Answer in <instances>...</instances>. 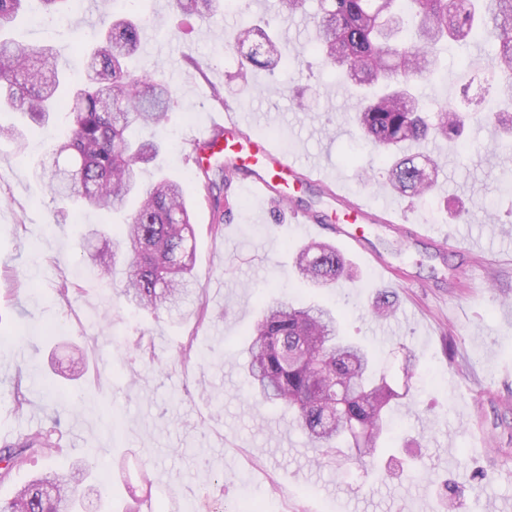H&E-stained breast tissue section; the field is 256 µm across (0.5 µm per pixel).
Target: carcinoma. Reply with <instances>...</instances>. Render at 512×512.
<instances>
[{
    "mask_svg": "<svg viewBox=\"0 0 512 512\" xmlns=\"http://www.w3.org/2000/svg\"><path fill=\"white\" fill-rule=\"evenodd\" d=\"M28 0H0V107L24 113L37 126L51 115H70L66 137L43 165L52 193L78 209L105 213L137 205L120 225L117 244L129 255L128 273L117 300L140 312H182L196 295L192 271L195 231L189 211L191 193L208 201L210 232L219 233L233 205L224 195L236 175L221 161L200 169L196 187L169 177L141 181L142 165L152 162L160 144L134 139V128L162 125L177 104L171 87L154 71L138 73L127 60L140 48L144 30L130 16L102 18L97 42L83 54L85 77L66 87L63 50L48 44L30 47L12 30ZM180 12L207 20L220 0H173ZM482 41L494 46L484 81L498 88L483 101L482 112L512 131V0H320L312 47L324 64L356 89L352 118L360 139L388 165L392 190L419 199L433 190L438 171L425 155L406 147L429 136H459L465 115L439 108L435 124L423 117L422 97L412 83L437 72L439 54L453 46ZM250 45L246 63L271 67L288 61V40L262 28L238 29L235 48ZM294 269L318 288H333L347 276V261L335 245L311 241L296 250ZM395 312L393 296L378 293L373 315ZM244 348L248 354V393L254 405L274 406L304 430L315 459L343 455L363 467L375 466L379 448L389 439L388 414L397 391L387 367L363 345L341 335L335 313L311 303L286 300L264 306ZM37 452H59L52 433L35 431L0 448V477ZM92 465L79 460L61 476L48 468L7 501L0 512H79L90 492Z\"/></svg>",
    "mask_w": 512,
    "mask_h": 512,
    "instance_id": "1",
    "label": "carcinoma"
}]
</instances>
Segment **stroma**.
Listing matches in <instances>:
<instances>
[{
  "mask_svg": "<svg viewBox=\"0 0 512 512\" xmlns=\"http://www.w3.org/2000/svg\"><path fill=\"white\" fill-rule=\"evenodd\" d=\"M142 20L161 49L139 59L178 98L156 130L171 146L164 161L172 174L188 181L197 173L182 147L215 116L217 89L226 111L249 115L253 134L318 160L349 199L401 209L403 223L357 225L362 249H344L347 278L317 290L293 273L295 247L314 239L305 225L246 196L216 236L209 207L194 204L193 273L212 316L198 325L187 314L144 315L116 303L125 261L114 277L103 276L97 260L107 242L84 239L109 216L88 209L61 218L38 166L65 131L66 113L25 152L0 140V446L52 427L62 447L53 461L35 453L14 468L0 481V499L45 464L65 473L85 456L97 463L96 480L110 486L113 512L145 497L160 512H443L452 493L457 512L512 507V184L485 150L494 127L472 112L463 144L430 142L425 153L441 169L434 190L421 200L402 197L348 122L352 102L335 72L309 47L313 14L297 15L288 30L291 58L272 72L242 68L239 53L217 35L259 20L279 27L277 0H243L207 22L185 18L170 0H152ZM98 33V14L78 0L52 30L32 24L19 36L65 47L78 76L76 45ZM491 55L487 43L467 59L446 54L437 79L421 86L430 108L463 107L464 86ZM191 57L201 69L188 65ZM418 224L446 233V247L411 236ZM379 260L390 282L378 274ZM64 281L72 286L65 298L58 293ZM382 288L396 299L386 319L371 314ZM275 297L333 309L344 336L370 345L397 383H409L413 399L395 407L376 468L340 459L314 465L291 417L278 409L257 415L242 344L262 302ZM188 341L193 349L180 357ZM76 345L88 356L80 374L70 363ZM402 346L418 360L409 379L394 356ZM19 382L29 399L21 412L12 404Z\"/></svg>",
  "mask_w": 512,
  "mask_h": 512,
  "instance_id": "stroma-1",
  "label": "stroma"
}]
</instances>
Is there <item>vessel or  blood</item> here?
Here are the masks:
<instances>
[{"mask_svg": "<svg viewBox=\"0 0 512 512\" xmlns=\"http://www.w3.org/2000/svg\"><path fill=\"white\" fill-rule=\"evenodd\" d=\"M247 127L248 122L242 113L227 112L211 121L207 129L199 132L196 140L205 145L207 154L233 160L235 166L244 171L242 191L267 204L282 207L298 223L309 226L320 223L321 218L317 213L292 208L287 201L291 184L298 180L315 185L325 184L326 177L320 166L284 153L272 139L252 137ZM218 129L223 130L224 138L216 142L212 139V133ZM333 196L338 203L346 206L354 220L375 219L384 224L399 221L397 210L390 209L376 215L363 201L347 200L342 191H334Z\"/></svg>", "mask_w": 512, "mask_h": 512, "instance_id": "obj_1", "label": "vessel or blood"}]
</instances>
